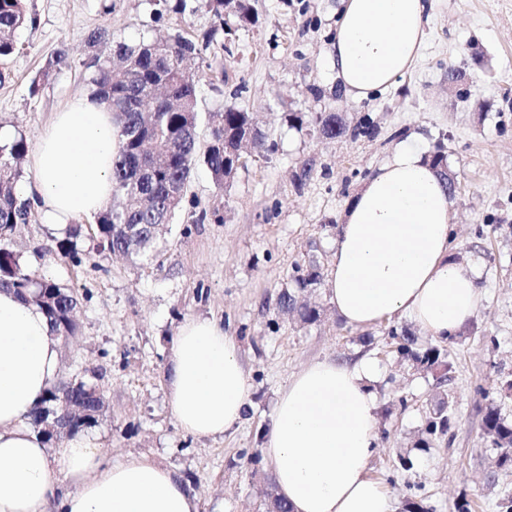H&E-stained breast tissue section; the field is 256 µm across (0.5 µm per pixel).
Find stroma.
<instances>
[{"mask_svg": "<svg viewBox=\"0 0 512 512\" xmlns=\"http://www.w3.org/2000/svg\"><path fill=\"white\" fill-rule=\"evenodd\" d=\"M254 25L225 15L217 43L188 63L201 78L198 133L207 139L214 114L234 107L253 113L272 152H245L231 185L217 191L197 169L190 202L163 236L161 252L143 264L94 249L93 218H80L82 263L47 254L56 236L39 209L11 247L39 274L88 292L77 318L80 331L60 348L59 375L76 366L105 364L100 385L106 407L90 431L112 459L147 455L197 483L200 512H264L272 480L262 435L271 425L279 390L307 363L325 357L353 362L374 358L381 368L378 446L368 474L380 481L397 512L409 501L429 512H450L467 497L476 512H496L500 491L512 489V471H492L495 453L481 429L482 411L497 404L512 420V398L501 384L512 378V0H429L422 58L390 89L362 101L344 97L328 60L339 0H252ZM32 21L16 36V50L0 62V133H22L36 145L54 112L86 89L80 63L87 37L107 29L128 43L176 32L201 37L215 24L206 8L155 19L152 0H26ZM66 66L46 71L58 50ZM462 71L448 80L449 69ZM38 95H30L34 77ZM339 112L349 124L365 120L375 137L319 138L311 125L293 127L285 115ZM433 152L444 145L459 185L453 249L463 265L478 262L480 299L473 317L448 344L455 424L429 451L414 443L434 396L430 373L400 361L390 328L429 336L396 314L367 329L347 325L325 286L312 301L320 321L304 325L278 314L277 296L291 287L295 264L331 265L336 225L365 178L409 133ZM312 173L304 186L295 176ZM219 210L223 223L198 222L200 209ZM213 317L234 336L247 375L250 409L224 435L184 434L166 402L168 354L180 326ZM108 359H101V352ZM413 461L403 469L400 456Z\"/></svg>", "mask_w": 512, "mask_h": 512, "instance_id": "1", "label": "stroma"}]
</instances>
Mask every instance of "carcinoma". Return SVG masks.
<instances>
[{
	"label": "carcinoma",
	"instance_id": "carcinoma-1",
	"mask_svg": "<svg viewBox=\"0 0 512 512\" xmlns=\"http://www.w3.org/2000/svg\"><path fill=\"white\" fill-rule=\"evenodd\" d=\"M205 7L221 18L234 13L242 22H255L250 0H206ZM28 23L25 0H0V60L14 53L15 34ZM88 42L100 50L82 62L88 89L112 106L117 150L112 158L113 195L121 206L94 216L96 247L113 253L153 262L159 253L158 231L173 223L182 210L194 168L203 166L219 191L234 179L245 147L268 153L271 146L254 126L250 113L234 107L224 109L222 122L211 128L205 147L197 141L199 123L198 75L187 71L184 61L197 55L198 43L177 32L159 40L112 43L107 30L99 29ZM320 137L334 140L351 133L367 136V127L349 128L338 112H318L311 120ZM28 151L26 138L19 134L0 142V241L10 239L28 222L30 204L19 201L16 192L22 177L20 160ZM431 161L452 192L447 155L439 145ZM79 229L54 240L47 253L77 266L82 262L77 238ZM316 261L295 266L292 281L297 289L284 288L277 306L294 311L302 324H313L320 310L297 305L296 292L320 284ZM0 289L14 292L45 312L52 331L65 339L78 332L72 310L79 305L78 293L55 280L39 276L22 255L0 245ZM397 354L419 364L432 374L437 398L425 415L416 449L425 451L431 442L444 438L453 420L452 365L448 352L436 345L418 346L407 329L391 328ZM97 368L82 366L63 386L52 384L25 416L26 423L44 443L57 447L60 436L49 433L44 422L58 417L65 433L73 436L94 427L103 407L104 391ZM482 430L496 450L498 469H512V420L502 416L491 403L483 410Z\"/></svg>",
	"mask_w": 512,
	"mask_h": 512
}]
</instances>
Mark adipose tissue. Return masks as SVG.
<instances>
[{
	"mask_svg": "<svg viewBox=\"0 0 512 512\" xmlns=\"http://www.w3.org/2000/svg\"><path fill=\"white\" fill-rule=\"evenodd\" d=\"M428 0H341L329 54L347 98L394 86L426 42ZM116 149L112 108L84 93L45 129L28 159L29 192L48 226L107 209ZM454 215L437 170L402 140L351 198L326 286L340 317L367 328L399 313L434 340L474 315L475 269L455 261ZM60 343L45 314L0 291V512H199L181 476L141 456L107 460L78 434L48 448L24 423L54 381ZM168 404L185 434L223 435L241 423L249 387L235 338L211 318L183 323L173 341ZM377 363L315 360L276 397L265 460L292 512H394L367 475L377 446Z\"/></svg>",
	"mask_w": 512,
	"mask_h": 512,
	"instance_id": "ef3b65f1",
	"label": "adipose tissue"
}]
</instances>
